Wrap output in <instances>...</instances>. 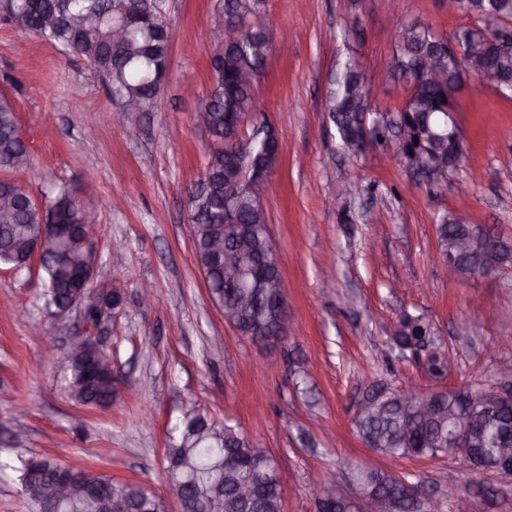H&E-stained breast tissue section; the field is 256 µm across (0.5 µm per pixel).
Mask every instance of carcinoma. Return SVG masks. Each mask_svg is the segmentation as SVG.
I'll return each instance as SVG.
<instances>
[{
  "label": "carcinoma",
  "instance_id": "carcinoma-1",
  "mask_svg": "<svg viewBox=\"0 0 512 512\" xmlns=\"http://www.w3.org/2000/svg\"><path fill=\"white\" fill-rule=\"evenodd\" d=\"M268 0H219L224 17H244L248 26L241 42L229 46L218 55L211 53L210 86L198 114L205 123L213 142L208 145L205 180H197L196 190L189 196V221L194 226L193 243L199 267L210 265L207 240L211 232V214L226 207L237 216L238 223H253L258 206L257 195L250 188L255 176L275 173L281 163L282 150L272 131L273 125L262 114L246 113L243 107L256 102L257 82L245 83L241 74L253 76L263 73L267 57L274 45L266 37L262 17ZM464 13L477 16L483 23L493 18L502 23L512 18V0H467ZM7 19H22L17 26L21 32L41 38L59 47L65 53L86 56L92 51L91 63L107 81L112 98L141 103L150 110L160 94L155 86L164 85L170 61V33L163 18L160 0H8ZM128 19L123 39L112 46L109 34L112 24ZM394 60L397 71L407 84V93L394 109L381 110L358 89L364 78L362 64L355 56H348L336 64L329 77L325 95V112L336 128L342 144H351L363 136L365 121H377L375 142L386 144V129L402 121L409 139L399 151L407 159L419 155L427 160L448 159V137L453 125L443 106L459 90L457 63H445L446 77L440 82L414 80L421 57L437 48L436 30L421 20L406 21L402 34L394 42ZM497 75L512 72V45L504 40L493 60ZM244 125V138L228 140L236 125ZM31 163L27 144L19 136L16 110L11 99L0 96V171L19 170ZM238 177L242 186L238 192L224 190L226 179ZM54 213L61 224L83 223L84 209L72 191L62 186L45 198L42 205L31 200L27 191L12 181L0 185V210L13 213L9 224L0 223V263L14 266L26 258L31 236L42 233L39 208ZM250 249L241 256L238 265L206 275L211 299L219 305H242L238 328L246 336H265L272 332L273 311L280 300L279 280L273 273L263 276L272 247L267 230L257 225L251 228ZM438 248L448 249V241L459 237H479L476 224H461L456 215L447 214L438 225ZM80 240L73 235L63 242H53L41 257L40 269L46 275L42 299L46 305L63 300L67 292L79 286V281L61 275V251H75ZM494 261H504L512 267V239H498L495 248L479 260L464 258L459 271L465 280L483 274V267ZM397 343L405 345L415 340L433 350L426 363L431 378L448 370V350L438 329L424 315H406L400 319ZM67 388L79 403L101 406L106 403L109 382L100 386L87 380L84 368L71 363L65 368ZM368 392L378 399L379 409L368 416L354 420V427L370 448L395 459L422 457L438 458L448 454V416L459 405L468 403L481 411L479 427L474 433V445L479 449V472H496L498 444L503 436L512 433V406L502 405L484 411L491 389L472 382L448 390L439 410L433 415L415 416L410 410L400 409L393 393L382 386H373ZM215 426L217 421L192 407L185 410L174 427L166 455L186 466L166 469L169 490L185 494L192 512H236L235 494L239 486L250 478L246 465L254 457L266 461L272 469L270 455L253 445L237 425L220 424L222 434L201 436L192 426ZM37 467L30 460L16 466L0 461V469L17 473L21 492L30 500L34 512H40L39 499L29 493V485L40 483L41 495H53V482L60 462L51 458H37ZM283 487L272 480L262 488L251 512H281ZM166 512L161 496L139 482H112V512Z\"/></svg>",
  "mask_w": 512,
  "mask_h": 512
}]
</instances>
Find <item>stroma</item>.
Instances as JSON below:
<instances>
[{"label": "stroma", "mask_w": 512, "mask_h": 512, "mask_svg": "<svg viewBox=\"0 0 512 512\" xmlns=\"http://www.w3.org/2000/svg\"><path fill=\"white\" fill-rule=\"evenodd\" d=\"M171 35L165 92L149 112L103 122L107 87L81 56L62 55L22 34L0 11V92L13 101L31 151L8 177L35 199L57 184L96 210L95 290L120 304L97 334L130 384L110 408L69 394L61 365L68 336L87 331L80 310H45L41 272L0 265V460L49 457L117 481L165 490V452L181 413L200 407L238 424L274 457L282 512H317L314 484L357 466L406 476L432 493L454 485L475 512H512V476L468 469L453 456L398 461L368 448L353 426L363 391L381 383L428 389L392 336L401 313L436 324L457 359L449 385H505L512 362V271L452 280L443 271L437 226L448 213L512 237V100L468 79L457 119L467 149L466 193L434 190L406 170L395 146L345 154L324 110L337 61L354 55L378 85L380 107H396L405 85L391 69L389 13L443 34L476 24L443 0H269L267 23L288 29L256 88L258 107L282 137V159L261 197L286 285L279 338L257 345L224 321L194 259L188 187L202 175L208 138L197 113L209 87L208 35L217 0H163ZM139 130L137 138L125 135ZM360 192L340 194L344 177ZM152 305L138 301L142 284Z\"/></svg>", "instance_id": "stroma-1"}]
</instances>
